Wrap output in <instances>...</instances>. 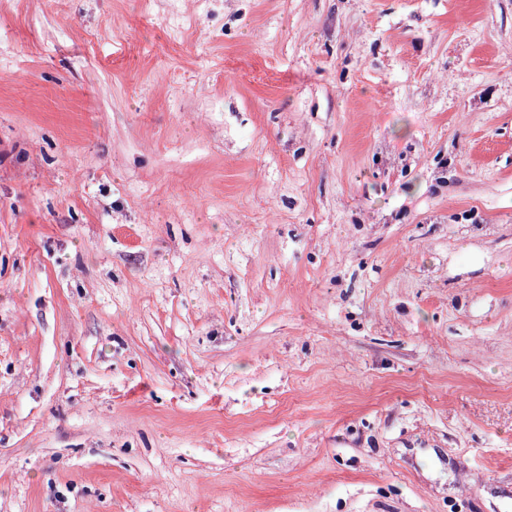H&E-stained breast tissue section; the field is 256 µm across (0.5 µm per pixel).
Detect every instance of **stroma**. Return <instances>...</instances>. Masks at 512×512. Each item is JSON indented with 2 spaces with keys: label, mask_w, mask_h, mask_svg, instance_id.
Listing matches in <instances>:
<instances>
[{
  "label": "stroma",
  "mask_w": 512,
  "mask_h": 512,
  "mask_svg": "<svg viewBox=\"0 0 512 512\" xmlns=\"http://www.w3.org/2000/svg\"><path fill=\"white\" fill-rule=\"evenodd\" d=\"M0 512H512V0H0Z\"/></svg>",
  "instance_id": "1"
}]
</instances>
